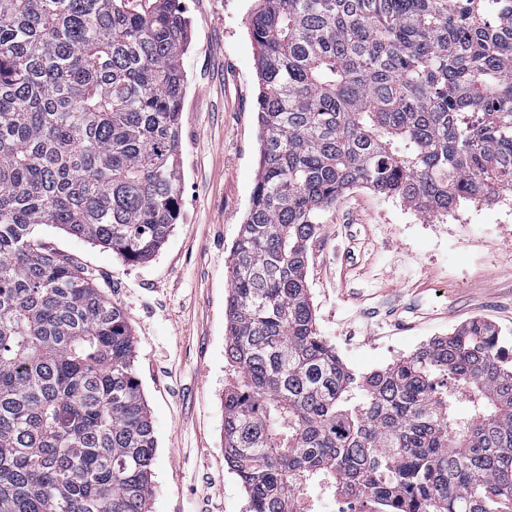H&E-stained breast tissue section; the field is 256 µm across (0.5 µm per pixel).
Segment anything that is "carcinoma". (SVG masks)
Wrapping results in <instances>:
<instances>
[{"label": "carcinoma", "instance_id": "obj_1", "mask_svg": "<svg viewBox=\"0 0 512 512\" xmlns=\"http://www.w3.org/2000/svg\"><path fill=\"white\" fill-rule=\"evenodd\" d=\"M260 171L232 248L224 461L248 512L512 505V349L472 319L356 376L309 247L354 186L425 220L512 191V0H258ZM180 0H0V512H149L134 337L53 224L129 264L180 216ZM468 403L458 408V395Z\"/></svg>", "mask_w": 512, "mask_h": 512}]
</instances>
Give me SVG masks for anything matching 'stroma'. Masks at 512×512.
Here are the masks:
<instances>
[{
	"instance_id": "1",
	"label": "stroma",
	"mask_w": 512,
	"mask_h": 512,
	"mask_svg": "<svg viewBox=\"0 0 512 512\" xmlns=\"http://www.w3.org/2000/svg\"><path fill=\"white\" fill-rule=\"evenodd\" d=\"M190 43L180 118V218L137 265L51 224L37 236L93 271L135 337L157 448L149 512H247L224 461L232 246L259 174L257 0H182ZM307 282L319 332L364 375L480 318L512 342V192L422 219L364 187L325 213Z\"/></svg>"
}]
</instances>
